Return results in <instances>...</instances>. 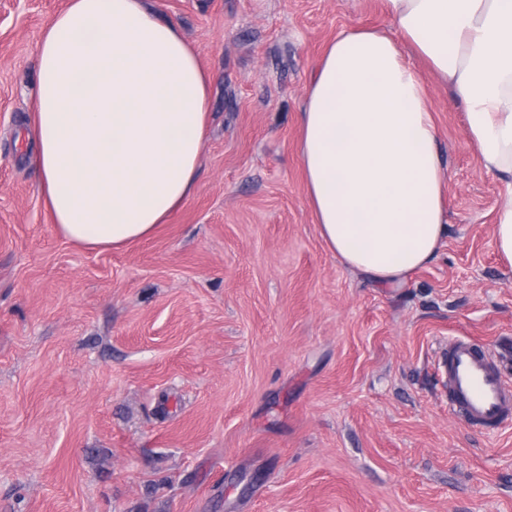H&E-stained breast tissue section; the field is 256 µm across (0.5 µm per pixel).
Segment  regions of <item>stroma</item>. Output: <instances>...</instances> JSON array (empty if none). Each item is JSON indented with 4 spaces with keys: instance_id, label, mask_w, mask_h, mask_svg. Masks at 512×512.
<instances>
[{
    "instance_id": "obj_1",
    "label": "stroma",
    "mask_w": 512,
    "mask_h": 512,
    "mask_svg": "<svg viewBox=\"0 0 512 512\" xmlns=\"http://www.w3.org/2000/svg\"><path fill=\"white\" fill-rule=\"evenodd\" d=\"M210 75L195 193L143 240L55 229L29 162L36 55L68 0H0V512H512V423L448 412L450 342L512 380V263L462 105L437 257L396 288L345 269L305 197L307 79L386 0H148Z\"/></svg>"
}]
</instances>
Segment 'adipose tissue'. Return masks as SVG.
Here are the masks:
<instances>
[{
	"instance_id": "ef3b65f1",
	"label": "adipose tissue",
	"mask_w": 512,
	"mask_h": 512,
	"mask_svg": "<svg viewBox=\"0 0 512 512\" xmlns=\"http://www.w3.org/2000/svg\"><path fill=\"white\" fill-rule=\"evenodd\" d=\"M392 27L340 31L311 72L299 156L337 261L382 287L436 257L448 224L428 76L466 110L504 185L494 226L512 262V0H386ZM208 74L145 0H69L37 49L31 163L57 232L89 249L149 237L195 192Z\"/></svg>"
}]
</instances>
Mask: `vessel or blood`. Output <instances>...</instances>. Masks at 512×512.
I'll return each mask as SVG.
<instances>
[{"label":"vessel or blood","mask_w":512,"mask_h":512,"mask_svg":"<svg viewBox=\"0 0 512 512\" xmlns=\"http://www.w3.org/2000/svg\"><path fill=\"white\" fill-rule=\"evenodd\" d=\"M443 370L453 416L482 432L512 421V386L483 345L470 338L450 343Z\"/></svg>","instance_id":"b4317fda"}]
</instances>
